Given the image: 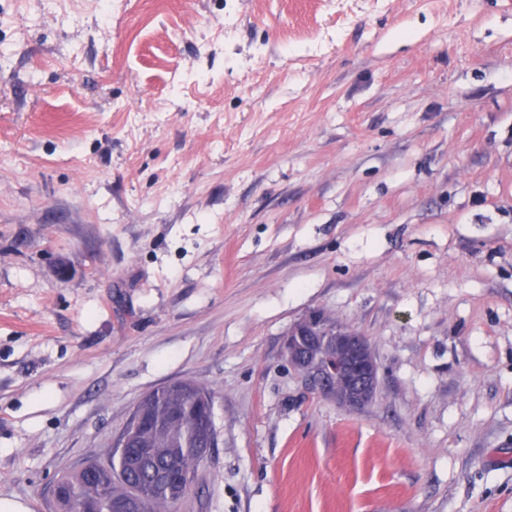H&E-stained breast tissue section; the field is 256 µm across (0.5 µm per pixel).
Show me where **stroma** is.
Segmentation results:
<instances>
[{
	"mask_svg": "<svg viewBox=\"0 0 512 512\" xmlns=\"http://www.w3.org/2000/svg\"><path fill=\"white\" fill-rule=\"evenodd\" d=\"M314 310L362 410L283 357ZM174 380L173 512H512V0H0V498ZM283 356L309 390L346 409L362 410L376 397L379 365L369 340L319 310L288 328Z\"/></svg>",
	"mask_w": 512,
	"mask_h": 512,
	"instance_id": "stroma-1",
	"label": "stroma"
}]
</instances>
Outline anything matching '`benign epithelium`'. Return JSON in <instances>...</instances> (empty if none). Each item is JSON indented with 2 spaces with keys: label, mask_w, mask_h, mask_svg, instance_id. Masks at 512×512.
Segmentation results:
<instances>
[{
  "label": "benign epithelium",
  "mask_w": 512,
  "mask_h": 512,
  "mask_svg": "<svg viewBox=\"0 0 512 512\" xmlns=\"http://www.w3.org/2000/svg\"><path fill=\"white\" fill-rule=\"evenodd\" d=\"M283 356L302 383L320 397L332 399L349 410H361L376 397L379 365L367 337L342 325L319 310L309 312L288 328ZM170 489L184 498L193 479L168 474ZM144 493L119 499V512H140Z\"/></svg>",
  "instance_id": "1"
}]
</instances>
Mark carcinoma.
Wrapping results in <instances>:
<instances>
[{
    "instance_id": "carcinoma-1",
    "label": "carcinoma",
    "mask_w": 512,
    "mask_h": 512,
    "mask_svg": "<svg viewBox=\"0 0 512 512\" xmlns=\"http://www.w3.org/2000/svg\"><path fill=\"white\" fill-rule=\"evenodd\" d=\"M152 393L143 404L147 424L137 440L144 451L138 466L129 467L127 454L114 445L106 460L90 459L59 478L85 512H112V501L134 488L148 493L147 512H173L178 501L157 484L158 474L172 458L182 473L197 472L204 410L184 389L168 382Z\"/></svg>"
}]
</instances>
